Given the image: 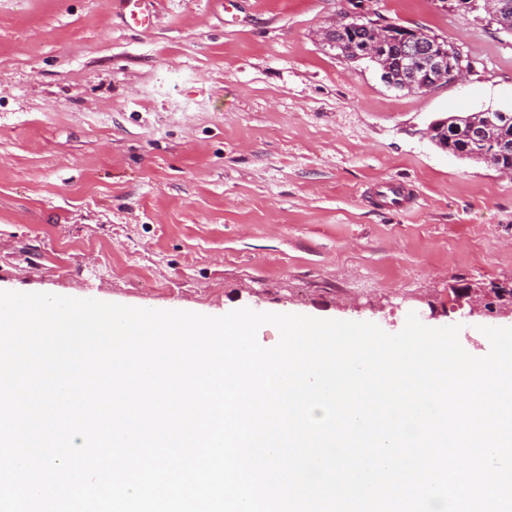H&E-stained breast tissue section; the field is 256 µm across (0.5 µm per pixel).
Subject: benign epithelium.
<instances>
[{
    "instance_id": "1",
    "label": "benign epithelium",
    "mask_w": 512,
    "mask_h": 512,
    "mask_svg": "<svg viewBox=\"0 0 512 512\" xmlns=\"http://www.w3.org/2000/svg\"><path fill=\"white\" fill-rule=\"evenodd\" d=\"M493 7L490 15L500 24H512V5L506 0H490ZM342 28L364 30L368 34L363 46L364 53L379 67L381 80L388 86L407 91L429 90L439 84L455 80L469 68L460 64L463 60L461 50L447 39L431 34L424 29L407 28L399 36L400 46L393 57L387 55L385 45L394 32L391 27L373 20L369 15H346L332 24L324 32V42L333 45V33ZM465 125L468 135L476 141L494 140L490 130L480 124L476 115L451 116L438 119L429 126L430 140L444 149V131L450 126ZM512 150V146L499 142L487 151L480 153V159L502 172L512 170L501 165L502 155ZM458 297L467 299V303H457V308H468L467 315L484 314L491 316H512V297L507 289L496 288L491 292L465 286L459 290Z\"/></svg>"
}]
</instances>
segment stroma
Returning <instances> with one entry per match:
<instances>
[{"mask_svg": "<svg viewBox=\"0 0 512 512\" xmlns=\"http://www.w3.org/2000/svg\"><path fill=\"white\" fill-rule=\"evenodd\" d=\"M447 38L460 79L418 93L322 42L343 12ZM0 0V290L220 316L483 327L459 286L512 282V174L430 123L512 112V33L443 0ZM405 184L412 208L370 195ZM120 6L121 13L128 16L137 26L149 27L152 23L153 0H116Z\"/></svg>", "mask_w": 512, "mask_h": 512, "instance_id": "stroma-1", "label": "stroma"}]
</instances>
